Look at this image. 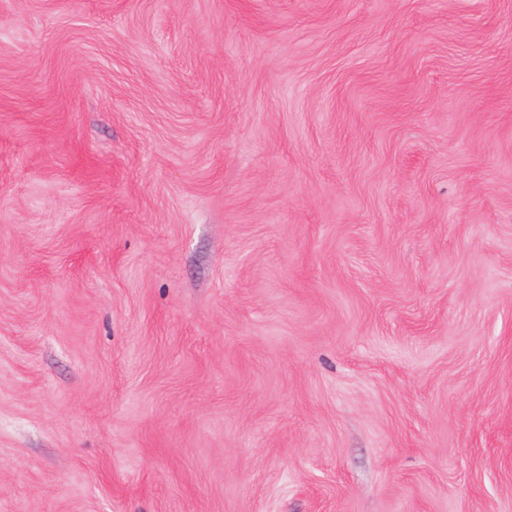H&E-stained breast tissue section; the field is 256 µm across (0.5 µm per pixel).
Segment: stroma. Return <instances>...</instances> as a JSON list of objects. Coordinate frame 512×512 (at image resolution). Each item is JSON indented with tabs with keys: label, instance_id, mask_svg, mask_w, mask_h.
Listing matches in <instances>:
<instances>
[{
	"label": "stroma",
	"instance_id": "obj_1",
	"mask_svg": "<svg viewBox=\"0 0 512 512\" xmlns=\"http://www.w3.org/2000/svg\"><path fill=\"white\" fill-rule=\"evenodd\" d=\"M0 512H512V0H0Z\"/></svg>",
	"mask_w": 512,
	"mask_h": 512
}]
</instances>
